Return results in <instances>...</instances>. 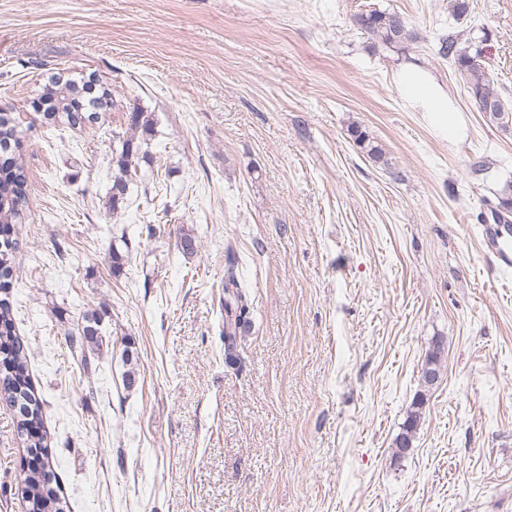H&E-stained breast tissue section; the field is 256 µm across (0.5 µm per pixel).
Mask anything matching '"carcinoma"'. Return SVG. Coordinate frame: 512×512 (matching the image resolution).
<instances>
[{
	"label": "carcinoma",
	"instance_id": "cac0c4a2",
	"mask_svg": "<svg viewBox=\"0 0 512 512\" xmlns=\"http://www.w3.org/2000/svg\"><path fill=\"white\" fill-rule=\"evenodd\" d=\"M359 28L376 44L397 48L417 39L415 31L404 17L395 11L371 10L355 17ZM439 54L452 61L456 73L462 81L470 100L477 111L489 118L490 122L507 126L512 123V98L502 95L491 85L486 68L479 62V54H470L460 49L453 37L442 40ZM39 100L45 109L37 113L38 119L48 125H80L97 119L94 112H84L83 89L62 75H52L43 85ZM152 131V121L145 112L135 108L130 113L129 135L116 140L121 142L117 159L119 173L112 181V208L128 192L132 178V164L140 154L141 143L137 142L136 132ZM354 142L361 149L379 161L384 160V152L373 144L369 135L355 128L350 130ZM23 129L12 113L0 109V398L14 410L16 429L23 441L28 468L22 483L25 484L23 500L32 512H66L67 502L62 496V488L54 471L47 433L43 425L44 401L35 390L28 368L27 346L16 333L11 292L14 279V253L17 248L16 225L22 223L27 205V176L21 154L10 150L19 147ZM508 196L499 200L498 206L491 207L494 221L498 224L512 222V184L508 185ZM246 282L241 278L238 261L233 253H228L224 291L230 298L224 300V341L227 348H233L236 329L245 321L249 312ZM85 324L67 339L72 357L82 367L89 368L86 347L102 342L99 329L101 318L96 313L84 316ZM440 346H435L427 356L422 373V384L433 385L429 374L436 372ZM425 394L420 393L413 403V410L395 439L393 456L402 459L408 455L410 442L414 440L421 421Z\"/></svg>",
	"mask_w": 512,
	"mask_h": 512
}]
</instances>
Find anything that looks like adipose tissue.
Wrapping results in <instances>:
<instances>
[{
	"instance_id": "adipose-tissue-1",
	"label": "adipose tissue",
	"mask_w": 512,
	"mask_h": 512,
	"mask_svg": "<svg viewBox=\"0 0 512 512\" xmlns=\"http://www.w3.org/2000/svg\"><path fill=\"white\" fill-rule=\"evenodd\" d=\"M400 97L420 109L428 126L439 137L455 140L464 131V120L455 103L424 69L407 65L396 75Z\"/></svg>"
}]
</instances>
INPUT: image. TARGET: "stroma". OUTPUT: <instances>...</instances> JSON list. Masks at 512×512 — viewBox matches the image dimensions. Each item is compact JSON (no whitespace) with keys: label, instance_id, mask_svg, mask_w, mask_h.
Wrapping results in <instances>:
<instances>
[{"label":"stroma","instance_id":"obj_1","mask_svg":"<svg viewBox=\"0 0 512 512\" xmlns=\"http://www.w3.org/2000/svg\"><path fill=\"white\" fill-rule=\"evenodd\" d=\"M470 3L459 19L453 0H0V107L32 123L13 314L70 512H512V276L480 247L512 126L438 53L448 36L482 49L512 97V0ZM374 9L416 41L374 44L353 21ZM407 63L455 101L460 139L401 99ZM92 73L114 99L97 122L33 123L51 75ZM135 106L153 131L116 207L112 135ZM231 252L250 309L229 352ZM88 311L103 344L86 372L66 340ZM24 456L0 400V512H26ZM425 394L419 393L416 400L413 403V410L407 415V418L401 428V432L395 439V448L393 450V456L395 459H402L408 455L409 450L412 448L410 442L414 440L416 430L421 421V415L423 406L425 404Z\"/></svg>","mask_w":512,"mask_h":512}]
</instances>
